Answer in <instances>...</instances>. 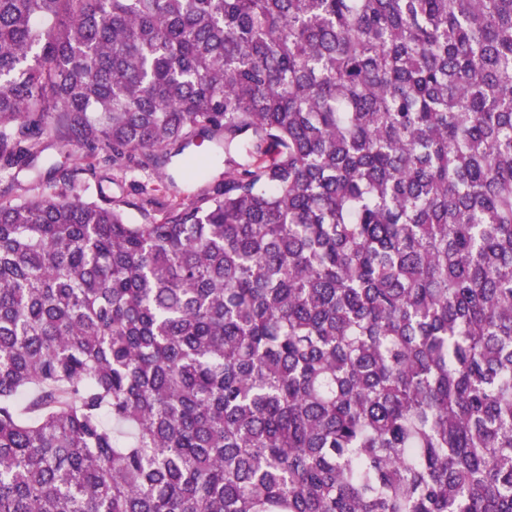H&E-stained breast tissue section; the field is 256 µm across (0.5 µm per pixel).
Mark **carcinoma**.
I'll list each match as a JSON object with an SVG mask.
<instances>
[{
	"label": "carcinoma",
	"instance_id": "carcinoma-1",
	"mask_svg": "<svg viewBox=\"0 0 512 512\" xmlns=\"http://www.w3.org/2000/svg\"><path fill=\"white\" fill-rule=\"evenodd\" d=\"M53 128L224 175L0 201V512H512V0H0Z\"/></svg>",
	"mask_w": 512,
	"mask_h": 512
}]
</instances>
